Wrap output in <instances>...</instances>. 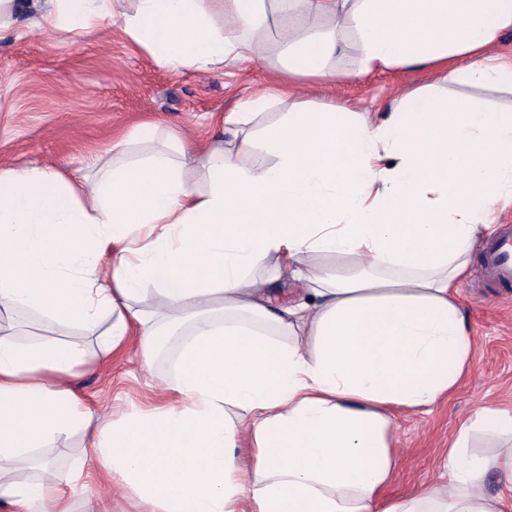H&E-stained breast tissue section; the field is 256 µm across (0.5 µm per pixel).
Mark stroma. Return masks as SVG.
I'll return each mask as SVG.
<instances>
[{
  "label": "stroma",
  "mask_w": 512,
  "mask_h": 512,
  "mask_svg": "<svg viewBox=\"0 0 512 512\" xmlns=\"http://www.w3.org/2000/svg\"><path fill=\"white\" fill-rule=\"evenodd\" d=\"M303 26L298 12H275L273 22L253 36L259 58L208 73L158 66L109 23L84 36H48L20 27L17 35L0 41V164L33 163L71 177L88 155L109 163L113 136L142 121L179 130L189 143L202 145L218 135V113L234 111L241 100L260 93L280 94V112L307 100L333 102L373 118L407 107V93L420 87L431 99L468 96L512 108V90L461 84L431 69L360 73V53L352 44L333 62L334 78L279 88L275 80L286 58L278 32ZM481 256L474 250L457 295L474 339L472 367L452 396L431 412L395 413L397 465L389 496L435 482L444 452L479 407L512 411V289L484 287L478 279ZM175 374L174 357L145 364L132 335L111 355H91L72 384L88 407L117 418L152 411L163 401L162 385L173 382ZM41 457L61 471L80 465L88 473L86 487L67 494L70 512H85L88 500L99 496L108 512H150L133 493L110 495L97 466L84 457L81 434L56 435Z\"/></svg>",
  "instance_id": "obj_1"
}]
</instances>
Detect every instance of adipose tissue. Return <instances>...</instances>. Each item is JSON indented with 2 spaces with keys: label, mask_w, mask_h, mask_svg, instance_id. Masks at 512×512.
<instances>
[{
  "label": "adipose tissue",
  "mask_w": 512,
  "mask_h": 512,
  "mask_svg": "<svg viewBox=\"0 0 512 512\" xmlns=\"http://www.w3.org/2000/svg\"><path fill=\"white\" fill-rule=\"evenodd\" d=\"M267 0H0V37L39 13L46 33L113 20L160 67L211 72L257 52ZM304 21L284 33L289 84L327 76L353 35L361 72L451 69L474 85L512 86V56H490L512 29V0H279ZM277 101L258 94L224 115L201 147L174 129L142 150L147 126L113 143L91 182L35 165L0 166V315L38 311L96 336L104 352L138 331L152 361L176 328L175 402L110 422L69 380L90 355L78 342L0 329V503L65 512L68 472L22 456L55 435L92 429L91 459L113 489L151 512H504L489 471L512 484V448L467 454L473 432L512 433V412L484 406L441 459L442 479L389 499L392 415L451 396L474 351L454 285L512 204V110L458 101L393 110L375 121L296 102L253 134ZM264 144L271 161L256 158ZM202 174L194 189L185 173ZM323 255L347 258L344 272ZM305 285L274 308L261 274ZM149 305H142L143 294ZM254 450L241 470L234 450Z\"/></svg>",
  "instance_id": "1"
}]
</instances>
